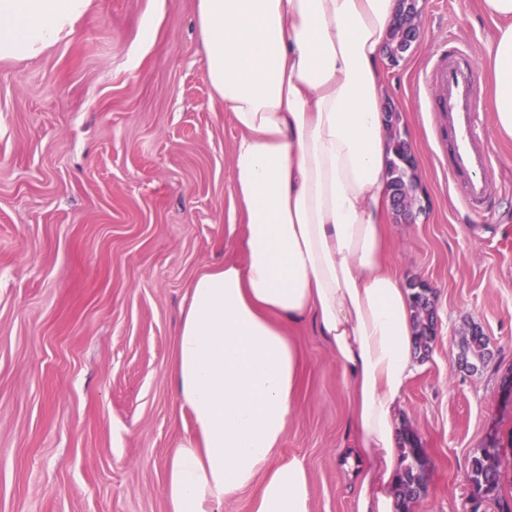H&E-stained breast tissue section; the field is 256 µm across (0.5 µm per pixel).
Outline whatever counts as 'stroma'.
I'll return each instance as SVG.
<instances>
[{
	"instance_id": "stroma-1",
	"label": "stroma",
	"mask_w": 512,
	"mask_h": 512,
	"mask_svg": "<svg viewBox=\"0 0 512 512\" xmlns=\"http://www.w3.org/2000/svg\"><path fill=\"white\" fill-rule=\"evenodd\" d=\"M196 0H93L42 55L0 61V512H170L168 464L193 433L170 371L188 289L242 259L230 232L239 132L203 74ZM153 39L143 43L144 27ZM419 37L386 67L430 199L388 227L392 267L432 289L436 334L416 354L395 417L427 459L411 512L512 508V138L494 134L489 91L476 110L493 161L487 206L467 209L434 140L420 79L444 44L486 72L496 33L481 0H427ZM489 340L477 369L455 362L471 328ZM297 412L276 457L304 459L313 512H352L340 458L349 391L311 326ZM499 444L509 475L474 504L471 462Z\"/></svg>"
}]
</instances>
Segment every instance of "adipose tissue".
<instances>
[{"label": "adipose tissue", "instance_id": "adipose-tissue-1", "mask_svg": "<svg viewBox=\"0 0 512 512\" xmlns=\"http://www.w3.org/2000/svg\"><path fill=\"white\" fill-rule=\"evenodd\" d=\"M495 131L512 135V0H481ZM91 0H0V60L40 56ZM398 0H197L203 70L240 136L232 185L243 217L228 260L193 282L171 380L194 422L171 460L172 512H312L303 459L275 458L296 413L311 324L351 393L354 512H395L404 462L394 410L413 375L411 295L387 264L391 148L382 96Z\"/></svg>", "mask_w": 512, "mask_h": 512}]
</instances>
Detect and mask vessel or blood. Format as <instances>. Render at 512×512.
Instances as JSON below:
<instances>
[{"label":"vessel or blood","mask_w":512,"mask_h":512,"mask_svg":"<svg viewBox=\"0 0 512 512\" xmlns=\"http://www.w3.org/2000/svg\"><path fill=\"white\" fill-rule=\"evenodd\" d=\"M435 106L438 138L448 139V171L461 183L466 206L480 208L492 187V158L485 148L476 110L478 72L463 50H440L422 76Z\"/></svg>","instance_id":"vessel-or-blood-1"}]
</instances>
